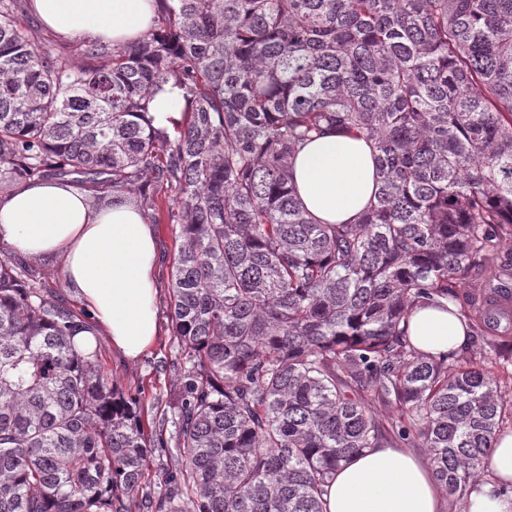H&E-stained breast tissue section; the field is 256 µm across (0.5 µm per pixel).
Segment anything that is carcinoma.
Masks as SVG:
<instances>
[{
  "label": "carcinoma",
  "instance_id": "1",
  "mask_svg": "<svg viewBox=\"0 0 512 512\" xmlns=\"http://www.w3.org/2000/svg\"><path fill=\"white\" fill-rule=\"evenodd\" d=\"M154 2L142 40L73 61L0 0V189L76 175L172 225L176 460L143 488L163 433L75 347L84 315L0 257V512H325L340 463L401 440L463 501L512 400L408 319L446 300L484 336L468 288L512 293V0ZM169 83L171 131L149 115ZM331 130L376 162L357 224L291 183Z\"/></svg>",
  "mask_w": 512,
  "mask_h": 512
}]
</instances>
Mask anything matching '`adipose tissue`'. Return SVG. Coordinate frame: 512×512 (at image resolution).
Here are the masks:
<instances>
[{"instance_id":"1","label":"adipose tissue","mask_w":512,"mask_h":512,"mask_svg":"<svg viewBox=\"0 0 512 512\" xmlns=\"http://www.w3.org/2000/svg\"><path fill=\"white\" fill-rule=\"evenodd\" d=\"M153 0H30L41 24L63 39L112 46L142 39L152 28ZM292 177L303 207L324 224H353L367 209L377 170L365 140L333 131L301 146ZM87 186L55 179L23 182L0 194V243L31 259H55L65 285L91 315L76 344L93 351L105 337L122 359L152 348L158 239L143 212L126 201L95 203ZM408 333L420 351L455 358L470 328L455 308L414 310ZM487 475L471 485L463 512H512V432L499 435ZM326 512H448L423 457L403 448H367L343 462L324 496Z\"/></svg>"}]
</instances>
